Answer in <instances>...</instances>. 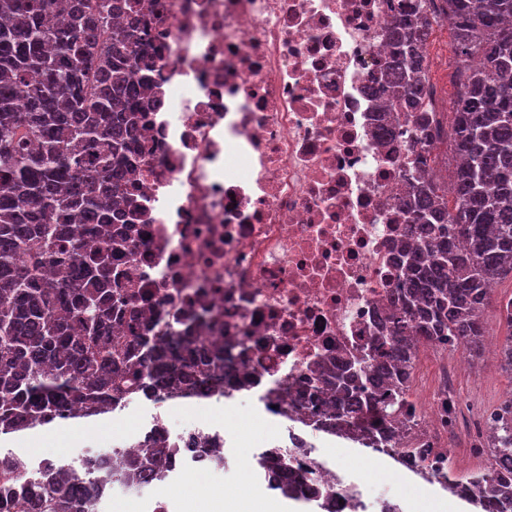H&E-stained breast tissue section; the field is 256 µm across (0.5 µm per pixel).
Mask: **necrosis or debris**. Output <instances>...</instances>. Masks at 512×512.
<instances>
[{"mask_svg":"<svg viewBox=\"0 0 512 512\" xmlns=\"http://www.w3.org/2000/svg\"><path fill=\"white\" fill-rule=\"evenodd\" d=\"M159 55L151 72L162 94L146 113L134 150L140 242L128 268L149 323L172 325L207 347L247 342L233 370L246 391L294 397L320 357L368 353L375 327L400 286L398 244L407 236L398 198L410 155L431 151L447 130L435 84L426 102L430 136L400 127L382 137L388 100L373 94L388 53L381 32L398 0H142ZM220 393L169 397V410L109 438L118 470L134 443L160 431L172 458L141 502L170 512L171 490L189 477L245 458L257 490L292 459L322 490L317 512H403L410 476L428 484L447 470L448 442L484 434L459 410L447 442L426 439L417 463L375 464L386 494L372 497L344 448H323V425L288 422L274 437L230 436L223 417L196 415ZM192 412L174 426L170 410ZM32 480L64 467L79 476L98 453L60 461L13 448Z\"/></svg>","mask_w":512,"mask_h":512,"instance_id":"4bbe7bcc","label":"necrosis or debris"}]
</instances>
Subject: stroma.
Listing matches in <instances>:
<instances>
[{
	"label": "stroma",
	"instance_id": "1",
	"mask_svg": "<svg viewBox=\"0 0 512 512\" xmlns=\"http://www.w3.org/2000/svg\"><path fill=\"white\" fill-rule=\"evenodd\" d=\"M453 36L447 28L436 27L429 41V65L431 75L437 84L441 99H454L458 86L455 73L459 60L452 51ZM489 322L490 336L497 346H481L476 354L466 355L468 371L456 378L450 395L456 403L468 406L481 417H488L502 404L512 398V370L508 369L501 347L505 343V331L495 317L494 309H487L485 314ZM456 352L446 350H425L420 352L413 382L411 398L417 402L434 399L436 378L441 366L455 360ZM160 407L153 402L135 398L128 401L121 410L102 415L91 421L79 420L66 429L67 443L60 452L61 457L68 458L81 449L93 447L94 435H112L115 432L132 430L137 420L150 417L159 412ZM210 413L224 414L234 426L244 431H252L256 437L267 435L269 429L279 428V421H272L270 427L256 426L264 408L258 394H251L239 399L224 401L209 408ZM250 474L239 467L238 463H229L223 473L202 479H187L180 486L174 487L170 495L171 512H224L226 506H234L237 512H249L255 494L249 486ZM232 483L240 485V493L224 500L221 492L223 485ZM408 495L412 499L415 512H464L465 506L453 498L439 485L421 482L410 478Z\"/></svg>",
	"mask_w": 512,
	"mask_h": 512
}]
</instances>
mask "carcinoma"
Instances as JSON below:
<instances>
[{
    "label": "carcinoma",
    "instance_id": "cac0c4a2",
    "mask_svg": "<svg viewBox=\"0 0 512 512\" xmlns=\"http://www.w3.org/2000/svg\"><path fill=\"white\" fill-rule=\"evenodd\" d=\"M425 0H400L387 32L382 89L428 127L425 104L432 23ZM123 18V23L115 22ZM455 53L478 56L457 70L450 137L454 204L410 162L403 204L415 245L397 305L370 356L323 367L280 409L336 420V435L362 447L417 424L408 391L425 344L449 350L485 336L489 284L512 277V0H446ZM141 0H0V433L33 428L72 410L92 418L131 398L171 391L224 396L238 388L224 364L244 357L188 336L140 333L138 297L122 261L135 255L127 227L132 145L151 98ZM63 267L67 275L46 278ZM486 468L448 490L475 512H512V399L489 419ZM166 463L149 439L118 471L127 487L149 484ZM277 490L290 500L292 471L278 463ZM0 512H88L93 481L71 473L32 482L10 459Z\"/></svg>",
    "mask_w": 512,
    "mask_h": 512
}]
</instances>
